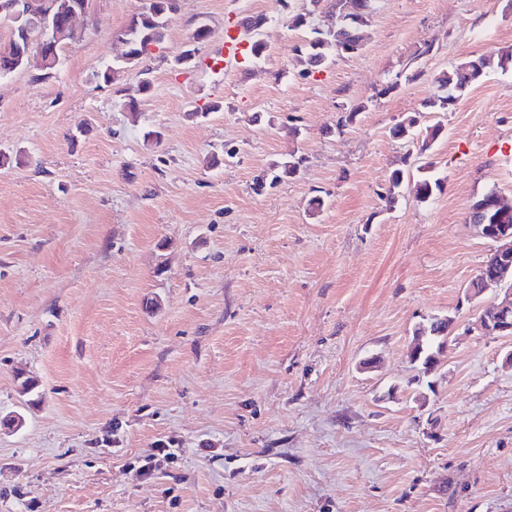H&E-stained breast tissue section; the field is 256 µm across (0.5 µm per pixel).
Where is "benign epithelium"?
I'll use <instances>...</instances> for the list:
<instances>
[{
  "label": "benign epithelium",
  "mask_w": 512,
  "mask_h": 512,
  "mask_svg": "<svg viewBox=\"0 0 512 512\" xmlns=\"http://www.w3.org/2000/svg\"><path fill=\"white\" fill-rule=\"evenodd\" d=\"M26 0H0V15L21 23L20 38L17 39L20 58L33 56L42 59L53 54L55 42L49 23L39 19L36 24L22 22L26 12ZM476 227L480 235L494 244L496 261L488 270H482L478 276V289L470 288L466 298L470 301L477 298V293L491 287H500L505 292L504 300L485 310L478 318L475 326L481 332H489L493 336L512 337V282H507L512 274V226L509 224H485L478 221Z\"/></svg>",
  "instance_id": "benign-epithelium-1"
}]
</instances>
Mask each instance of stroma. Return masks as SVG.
Wrapping results in <instances>:
<instances>
[{
  "label": "stroma",
  "instance_id": "stroma-1",
  "mask_svg": "<svg viewBox=\"0 0 512 512\" xmlns=\"http://www.w3.org/2000/svg\"><path fill=\"white\" fill-rule=\"evenodd\" d=\"M145 4L94 0L54 78L0 80V512H512V337L474 327L495 290L465 297L493 249L468 209L512 199V0H373L311 73L293 17L328 28L323 2L177 0L134 116L115 35ZM257 14L264 56L213 74ZM448 317L423 373L414 330ZM489 61V59L483 56L475 57L462 63L453 72L444 74L437 82L439 87L446 89V94L430 99L427 106L436 109V111L447 110L462 92L481 80L486 69L489 67ZM478 65H481V73L476 69Z\"/></svg>",
  "mask_w": 512,
  "mask_h": 512
}]
</instances>
